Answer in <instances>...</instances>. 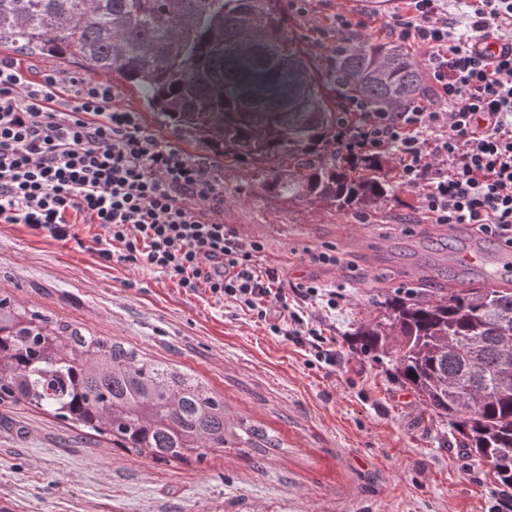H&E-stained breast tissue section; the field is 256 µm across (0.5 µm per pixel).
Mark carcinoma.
Here are the masks:
<instances>
[{"mask_svg": "<svg viewBox=\"0 0 512 512\" xmlns=\"http://www.w3.org/2000/svg\"><path fill=\"white\" fill-rule=\"evenodd\" d=\"M58 53L116 72L148 110L233 161L287 163L257 188L288 202L374 209L393 192L382 159L336 158L343 102L400 112L428 96L410 49L391 41L339 46L327 70L289 35L282 0H0V45ZM464 287L372 299L380 319L361 346L386 358L460 447L512 490V288ZM0 404L71 421L112 447L159 463L229 448L248 457L279 437L231 418L224 399L186 370L0 297Z\"/></svg>", "mask_w": 512, "mask_h": 512, "instance_id": "cac0c4a2", "label": "carcinoma"}]
</instances>
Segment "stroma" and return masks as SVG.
<instances>
[{
	"label": "stroma",
	"mask_w": 512,
	"mask_h": 512,
	"mask_svg": "<svg viewBox=\"0 0 512 512\" xmlns=\"http://www.w3.org/2000/svg\"><path fill=\"white\" fill-rule=\"evenodd\" d=\"M289 30L324 63L346 14L359 38H385L403 0H282ZM118 104L146 128L205 164L224 188L225 224L261 241L260 263L286 288L317 279L345 285L336 310L313 306L312 321L335 364L273 335L249 313L190 294L155 273L102 262L88 231L58 241L21 224H0V296L54 321L133 346L186 369L223 397L229 412L277 434L265 458L211 453L161 464L112 446L46 411L0 406V501L9 512H507L486 467L458 444L445 418L394 380L386 361L353 344L376 316L373 295L411 283L427 292L454 283L449 238L429 223L418 192L402 188L374 211L291 205L258 192L260 166L228 162L164 126L115 73ZM335 249L338 266L316 267L304 250Z\"/></svg>",
	"instance_id": "1"
}]
</instances>
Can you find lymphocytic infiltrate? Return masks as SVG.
<instances>
[{
	"instance_id": "1",
	"label": "lymphocytic infiltrate",
	"mask_w": 512,
	"mask_h": 512,
	"mask_svg": "<svg viewBox=\"0 0 512 512\" xmlns=\"http://www.w3.org/2000/svg\"><path fill=\"white\" fill-rule=\"evenodd\" d=\"M408 2L384 30L426 49L440 105L385 112L349 101L336 152L392 156L399 185L419 192L430 223L512 248V0H464L461 29L443 0ZM114 99L109 83L53 73L32 81L16 58H0V223L57 240L95 226L102 261L231 302L335 363L303 307L333 310L342 291L311 280L286 292L278 269L259 265L262 244L224 224V191L209 168Z\"/></svg>"
}]
</instances>
